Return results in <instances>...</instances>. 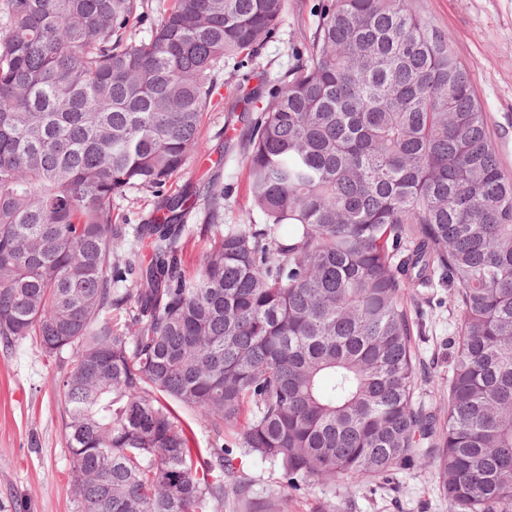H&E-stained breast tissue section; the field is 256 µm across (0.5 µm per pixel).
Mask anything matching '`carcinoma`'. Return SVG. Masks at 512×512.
<instances>
[{
    "label": "carcinoma",
    "mask_w": 512,
    "mask_h": 512,
    "mask_svg": "<svg viewBox=\"0 0 512 512\" xmlns=\"http://www.w3.org/2000/svg\"><path fill=\"white\" fill-rule=\"evenodd\" d=\"M286 0H6L0 340L69 353L58 383L82 512H286L279 487L430 470L448 512H512V173L448 36L414 0H326L297 63L251 97L263 226L164 188L200 147L225 60ZM131 187L161 215L113 223ZM146 242L148 263L125 250ZM190 237L210 247L186 272ZM459 311L448 399L415 405L405 291ZM124 282L126 288L115 284ZM211 433L200 452L173 408ZM248 477L256 480L257 490L260 492H268L273 489L279 490L276 483L277 475L268 464H261L260 462L251 463L245 470Z\"/></svg>",
    "instance_id": "carcinoma-1"
}]
</instances>
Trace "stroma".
I'll return each instance as SVG.
<instances>
[{"label": "stroma", "instance_id": "35a3bbf8", "mask_svg": "<svg viewBox=\"0 0 512 512\" xmlns=\"http://www.w3.org/2000/svg\"><path fill=\"white\" fill-rule=\"evenodd\" d=\"M421 16L444 32L466 65L485 109L499 161L512 172V0H416ZM320 0H287L278 36L253 60V77L242 82L236 61L217 75L218 90L203 116L200 148L193 153L171 191L216 185L224 191L227 225L258 224L249 210L243 156L246 126L241 102L246 91L275 81L294 62L303 33L312 32ZM158 204L154 193L125 189L113 200L116 223L140 224ZM419 359L416 400L442 402L453 355L450 340L458 323L444 288H422L408 295ZM69 356L46 357L31 341L0 345V512H80L71 482V459L63 433L57 380ZM350 503V512H448L426 470L399 475L394 489L372 493L340 481L309 484L288 497V512H319L321 506Z\"/></svg>", "mask_w": 512, "mask_h": 512}]
</instances>
